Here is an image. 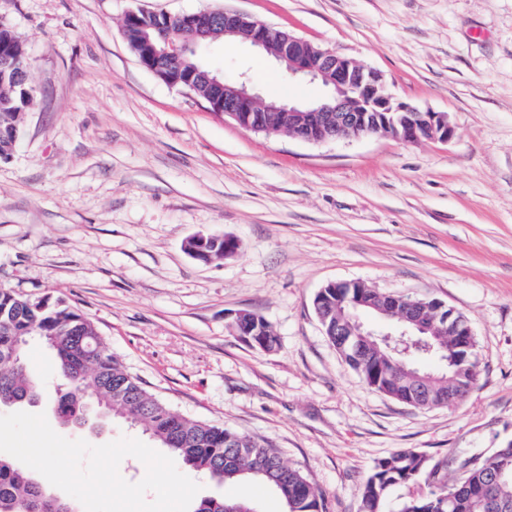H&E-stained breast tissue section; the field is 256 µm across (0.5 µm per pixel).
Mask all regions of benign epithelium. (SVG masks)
I'll return each instance as SVG.
<instances>
[{
  "label": "benign epithelium",
  "mask_w": 512,
  "mask_h": 512,
  "mask_svg": "<svg viewBox=\"0 0 512 512\" xmlns=\"http://www.w3.org/2000/svg\"><path fill=\"white\" fill-rule=\"evenodd\" d=\"M224 19V37L232 43L248 44L286 67L291 79L317 81L328 89L325 99L314 104L288 100L269 101L255 92L245 81L230 83L213 72L199 68L188 74L179 71L168 75L171 84L183 83L193 89L206 83L216 89L209 97L214 111L239 125L266 134L288 132L305 142L318 143L360 138L370 135L388 136L403 142L422 139L446 141L453 134L447 116L400 102L386 90L382 72L323 48L303 38L251 19L232 10L181 15L190 40L152 47L154 55L179 57L194 45L207 42L216 16ZM237 241L226 235L195 234L184 242V251L192 258L211 261L233 255ZM394 302H383L380 321L398 326L400 336L427 335L431 328L423 323V309L444 307L438 300H420L401 295ZM250 312L233 314L237 335L253 347L263 348L265 338L252 326ZM448 348L472 345L473 331L468 318L448 309Z\"/></svg>",
  "instance_id": "benign-epithelium-1"
}]
</instances>
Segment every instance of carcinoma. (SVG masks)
Segmentation results:
<instances>
[{"label":"carcinoma","mask_w":512,"mask_h":512,"mask_svg":"<svg viewBox=\"0 0 512 512\" xmlns=\"http://www.w3.org/2000/svg\"><path fill=\"white\" fill-rule=\"evenodd\" d=\"M165 35L182 42L187 34L178 16L165 18ZM152 16L124 21V35L131 50L146 65H171L190 71L200 65L194 52L179 59L157 62L145 46L143 26ZM22 58L29 64L26 48L5 24L0 26V58ZM21 73L0 70V161L15 149V131H23L18 113L28 111V98L22 92ZM377 305L379 295L371 288H327L322 295L320 316L328 340L336 343L335 332L347 326L353 299L358 296ZM31 296L10 288H0V409L37 401L39 383L26 366L27 344L21 337L43 340L53 351L63 388L51 401L55 416L66 423H85L89 411L110 419L126 416L143 427V432L165 448L179 469L189 468L219 483L259 480L283 501L288 512H326L322 493L297 468L283 461L264 441L223 426L190 419L172 411L128 373L104 345L98 331L81 311L55 299L42 307L30 303ZM429 353L411 351L414 358L453 359L446 370L433 375L425 390L397 368L401 356L377 339L367 343V353L357 356L352 344L345 345V359L369 386L416 407H434L445 402L448 390L466 397L473 389L479 360L470 354L458 357L441 350L429 339ZM460 476L448 482L437 478V470L427 469L424 456L413 450H399L378 461L361 487L359 512H387L388 496L397 485L426 476L427 493L399 504L397 512H512V449H495L476 465L458 464ZM256 512L253 506L236 498H203L191 512ZM69 501L49 492L33 475L9 458L0 456V512H66Z\"/></svg>","instance_id":"cac0c4a2"}]
</instances>
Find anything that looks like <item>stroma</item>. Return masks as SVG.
<instances>
[{
	"label": "stroma",
	"instance_id": "1",
	"mask_svg": "<svg viewBox=\"0 0 512 512\" xmlns=\"http://www.w3.org/2000/svg\"><path fill=\"white\" fill-rule=\"evenodd\" d=\"M230 9L381 71L395 99L447 115L445 142L389 137L308 143L240 127L167 84L130 50L131 11ZM35 87L18 146L0 161V285L81 310L151 394L187 417L266 441L358 512L360 487L399 449L429 465L479 460L512 439V0H0ZM203 64L268 99H321L284 84L251 46L213 43ZM240 248L205 263L195 234ZM436 299L471 322L480 372L464 402L418 409L368 386L314 312L330 282ZM277 343L237 336L234 312ZM48 413L61 379L32 341ZM59 435L142 439L90 415ZM199 497L284 512L267 485L197 472Z\"/></svg>",
	"mask_w": 512,
	"mask_h": 512
}]
</instances>
